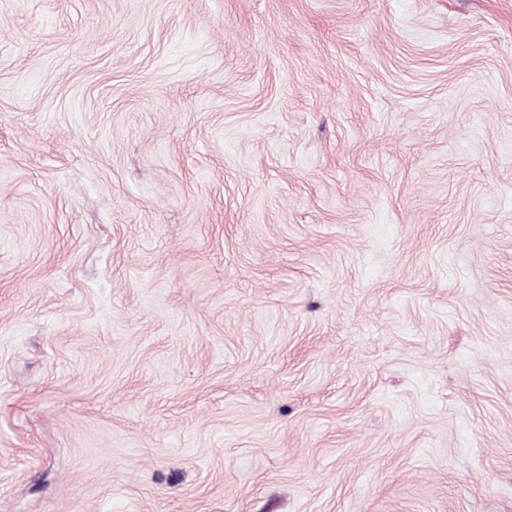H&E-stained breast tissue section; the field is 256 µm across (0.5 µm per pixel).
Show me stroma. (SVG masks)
<instances>
[{
  "label": "stroma",
  "mask_w": 512,
  "mask_h": 512,
  "mask_svg": "<svg viewBox=\"0 0 512 512\" xmlns=\"http://www.w3.org/2000/svg\"><path fill=\"white\" fill-rule=\"evenodd\" d=\"M0 512H512V0H0Z\"/></svg>",
  "instance_id": "stroma-1"
}]
</instances>
